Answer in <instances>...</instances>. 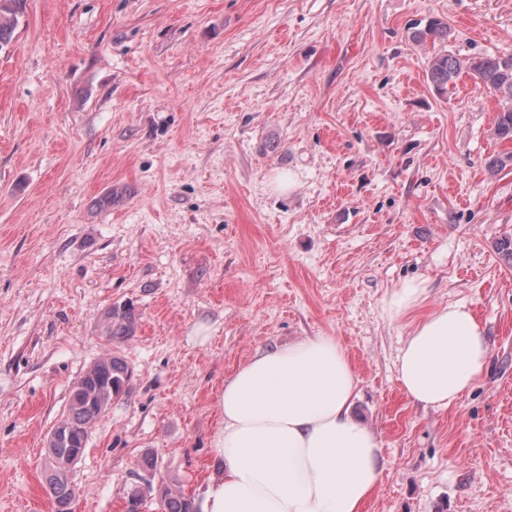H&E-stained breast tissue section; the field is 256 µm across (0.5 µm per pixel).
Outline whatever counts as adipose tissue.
Here are the masks:
<instances>
[{
    "label": "adipose tissue",
    "mask_w": 512,
    "mask_h": 512,
    "mask_svg": "<svg viewBox=\"0 0 512 512\" xmlns=\"http://www.w3.org/2000/svg\"><path fill=\"white\" fill-rule=\"evenodd\" d=\"M489 348L473 311L420 318L398 355L413 401L451 405L484 374ZM358 377L333 336L257 352L225 383L213 450L222 476L202 512H363L382 475L380 444L350 414Z\"/></svg>",
    "instance_id": "ef3b65f1"
}]
</instances>
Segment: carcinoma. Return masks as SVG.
I'll return each instance as SVG.
<instances>
[{"mask_svg": "<svg viewBox=\"0 0 512 512\" xmlns=\"http://www.w3.org/2000/svg\"><path fill=\"white\" fill-rule=\"evenodd\" d=\"M25 3L26 0H0V49L15 38ZM449 36L448 21L433 18L413 31L412 39L418 43H445ZM463 74L497 97L499 112L494 135L501 140H512V56L460 57L440 51L428 61L427 81L440 95L447 94ZM137 320L133 306L111 307L104 313L105 334L112 340L127 339L135 335ZM132 378L133 371L122 358L107 354L73 383L67 414L48 437L44 478L56 512H71L75 489L69 478L70 467L84 454L90 429L96 421L109 412L114 402L128 395ZM161 497L164 512H196L191 499L170 488L161 489Z\"/></svg>", "mask_w": 512, "mask_h": 512, "instance_id": "obj_1", "label": "carcinoma"}]
</instances>
